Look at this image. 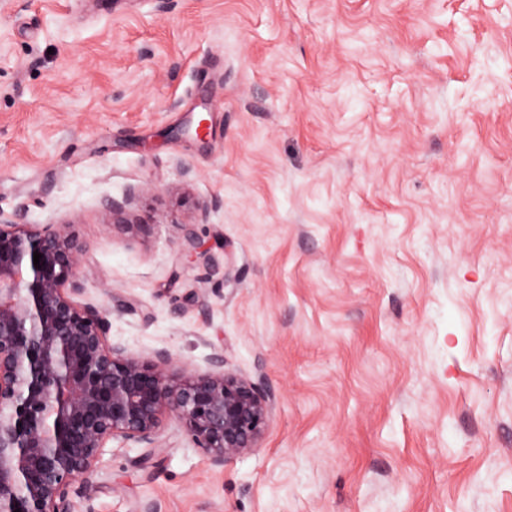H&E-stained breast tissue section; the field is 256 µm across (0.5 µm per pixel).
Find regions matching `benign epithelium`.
Wrapping results in <instances>:
<instances>
[{
	"instance_id": "7a95c632",
	"label": "benign epithelium",
	"mask_w": 512,
	"mask_h": 512,
	"mask_svg": "<svg viewBox=\"0 0 512 512\" xmlns=\"http://www.w3.org/2000/svg\"><path fill=\"white\" fill-rule=\"evenodd\" d=\"M181 254L201 250L181 225ZM38 252L40 267L33 253ZM87 257L66 224H18L0 211V512H69L73 486L118 440L162 450L175 417L215 469L256 451L275 394L224 369L169 370L165 351L134 355L108 341L107 312L76 300Z\"/></svg>"
}]
</instances>
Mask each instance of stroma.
Returning <instances> with one entry per match:
<instances>
[{"mask_svg": "<svg viewBox=\"0 0 512 512\" xmlns=\"http://www.w3.org/2000/svg\"><path fill=\"white\" fill-rule=\"evenodd\" d=\"M0 211L68 223L110 342L277 397L71 512H512V0H0Z\"/></svg>", "mask_w": 512, "mask_h": 512, "instance_id": "1", "label": "stroma"}]
</instances>
